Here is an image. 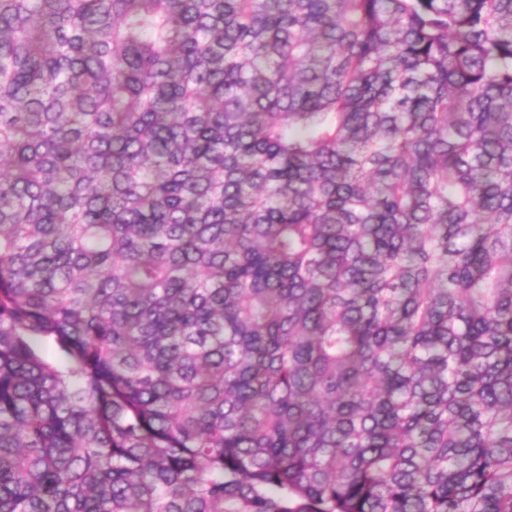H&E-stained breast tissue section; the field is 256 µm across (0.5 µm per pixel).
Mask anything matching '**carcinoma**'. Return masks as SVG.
Segmentation results:
<instances>
[{
  "instance_id": "carcinoma-1",
  "label": "carcinoma",
  "mask_w": 512,
  "mask_h": 512,
  "mask_svg": "<svg viewBox=\"0 0 512 512\" xmlns=\"http://www.w3.org/2000/svg\"><path fill=\"white\" fill-rule=\"evenodd\" d=\"M0 512H512V0H0Z\"/></svg>"
}]
</instances>
